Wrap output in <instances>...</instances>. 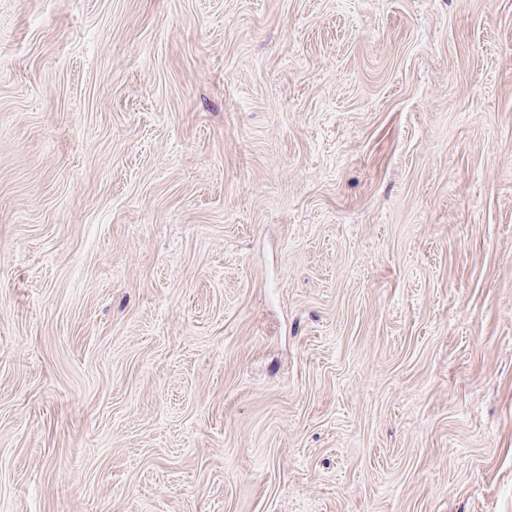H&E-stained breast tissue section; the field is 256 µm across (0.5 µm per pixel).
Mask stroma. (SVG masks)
Listing matches in <instances>:
<instances>
[{
    "instance_id": "35a3bbf8",
    "label": "stroma",
    "mask_w": 512,
    "mask_h": 512,
    "mask_svg": "<svg viewBox=\"0 0 512 512\" xmlns=\"http://www.w3.org/2000/svg\"><path fill=\"white\" fill-rule=\"evenodd\" d=\"M0 512H512V0H0Z\"/></svg>"
}]
</instances>
